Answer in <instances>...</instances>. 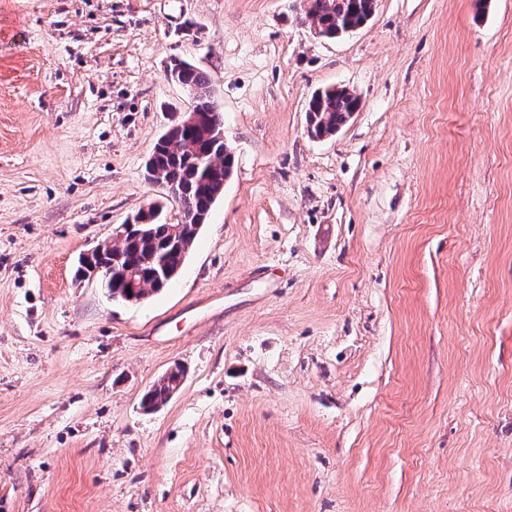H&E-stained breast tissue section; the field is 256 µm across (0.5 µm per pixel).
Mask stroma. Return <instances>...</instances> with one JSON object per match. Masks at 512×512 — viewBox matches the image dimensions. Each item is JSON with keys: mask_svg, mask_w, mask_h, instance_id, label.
I'll list each match as a JSON object with an SVG mask.
<instances>
[{"mask_svg": "<svg viewBox=\"0 0 512 512\" xmlns=\"http://www.w3.org/2000/svg\"><path fill=\"white\" fill-rule=\"evenodd\" d=\"M176 57L235 169L117 302L78 259L176 221L145 177ZM333 85L361 106L310 137ZM0 512H512V0L335 40L300 0H0ZM175 365H177V368L169 378L168 384L160 380L159 384H155L149 392L144 393L141 399V408L151 410L154 406L165 404L168 401L172 382L182 377L183 373H185L184 368H181L178 364Z\"/></svg>", "mask_w": 512, "mask_h": 512, "instance_id": "stroma-1", "label": "stroma"}]
</instances>
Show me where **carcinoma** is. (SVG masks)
I'll return each mask as SVG.
<instances>
[{"mask_svg":"<svg viewBox=\"0 0 512 512\" xmlns=\"http://www.w3.org/2000/svg\"><path fill=\"white\" fill-rule=\"evenodd\" d=\"M303 3L305 17L326 39L338 38L359 29L366 18V11L377 6L374 0H303ZM167 72L173 83L189 92H196L192 109L206 113V123L197 130L171 126L154 147V173L157 180L176 185L177 194L172 196V200L179 210L199 215L204 225L224 191V182L233 173L234 153L230 146L211 133L212 129L223 124V114L215 100L208 73L180 58L171 60ZM358 108V98L346 89L332 86L314 92L306 108L309 113L308 134L317 139L334 134L336 127L345 124ZM172 228L171 224L153 219L148 223V236H137L141 231L137 226L121 247L115 249L109 243L99 247V259L107 261L116 254L119 267L138 272L135 288L124 280L112 281V298L124 301L131 293L138 296L163 290V286L149 276L152 256L159 253L170 266L177 268L187 259L200 233L197 228L185 238H175ZM183 373L185 369L178 367L169 382L159 381L142 396L141 408L150 410L166 403L172 382Z\"/></svg>","mask_w":512,"mask_h":512,"instance_id":"carcinoma-1","label":"carcinoma"}]
</instances>
